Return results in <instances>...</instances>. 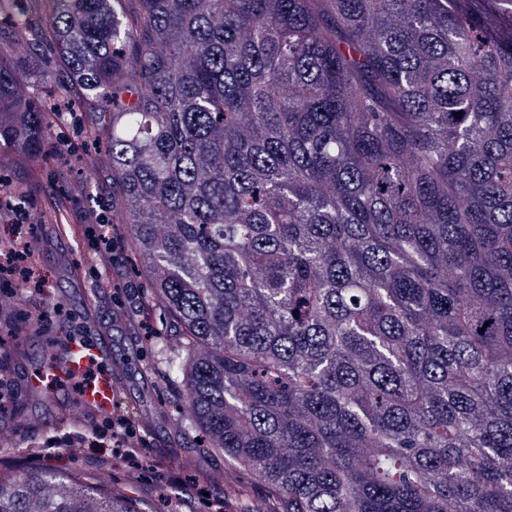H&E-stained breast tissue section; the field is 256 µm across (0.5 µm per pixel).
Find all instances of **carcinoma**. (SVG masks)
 <instances>
[{
    "mask_svg": "<svg viewBox=\"0 0 512 512\" xmlns=\"http://www.w3.org/2000/svg\"><path fill=\"white\" fill-rule=\"evenodd\" d=\"M47 2L198 454L281 512H512V0ZM47 79L0 61V152ZM0 512L154 510L43 469Z\"/></svg>",
    "mask_w": 512,
    "mask_h": 512,
    "instance_id": "carcinoma-1",
    "label": "carcinoma"
}]
</instances>
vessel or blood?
<instances>
[{
    "label": "vessel or blood",
    "mask_w": 512,
    "mask_h": 512,
    "mask_svg": "<svg viewBox=\"0 0 512 512\" xmlns=\"http://www.w3.org/2000/svg\"><path fill=\"white\" fill-rule=\"evenodd\" d=\"M122 370V365L112 360V346L107 337L73 336L66 342L62 369L50 367L28 372L25 385L28 391L33 392L57 378L68 375L81 377L84 383L77 396L78 403L71 412L72 417L83 419L91 414L108 418L120 406L117 380Z\"/></svg>",
    "instance_id": "1"
}]
</instances>
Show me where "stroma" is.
Returning <instances> with one entry per match:
<instances>
[{"label":"stroma","mask_w":512,"mask_h":512,"mask_svg":"<svg viewBox=\"0 0 512 512\" xmlns=\"http://www.w3.org/2000/svg\"><path fill=\"white\" fill-rule=\"evenodd\" d=\"M0 59L39 61L51 83L64 79L49 59L46 39L20 34L17 19L0 13ZM49 136L40 151L0 156V244L15 225L29 224L27 238L35 291L0 286V433H9L11 453L0 454V474H27L54 466L81 469L103 479L113 493L150 504L154 512H275L276 497L264 483L247 478L223 457L184 469L174 457L194 455L182 430L186 411L180 387L164 383L153 367L155 339L167 327L143 272V259L122 223L125 201L113 195L111 158L93 132L94 115L72 104L58 116L43 106ZM112 227V261L97 257L95 228ZM45 319H38V312ZM62 336L107 335L112 355L125 359L122 406L111 419L72 424L32 401L23 376L33 368L34 329ZM79 444L80 454L69 451Z\"/></svg>","instance_id":"35a3bbf8"}]
</instances>
